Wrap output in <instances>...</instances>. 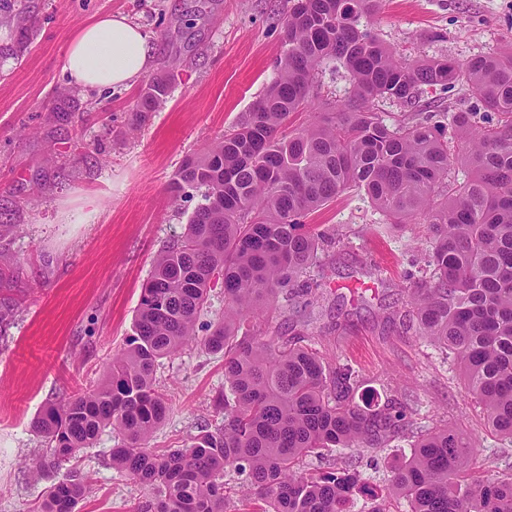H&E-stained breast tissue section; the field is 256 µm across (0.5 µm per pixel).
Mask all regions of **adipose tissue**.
I'll use <instances>...</instances> for the list:
<instances>
[{
	"label": "adipose tissue",
	"mask_w": 512,
	"mask_h": 512,
	"mask_svg": "<svg viewBox=\"0 0 512 512\" xmlns=\"http://www.w3.org/2000/svg\"><path fill=\"white\" fill-rule=\"evenodd\" d=\"M154 50L151 36L127 16L103 15L71 40L62 70L88 90L127 88L147 73Z\"/></svg>",
	"instance_id": "1"
}]
</instances>
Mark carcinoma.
Masks as SVG:
<instances>
[{"label": "carcinoma", "instance_id": "cac0c4a2", "mask_svg": "<svg viewBox=\"0 0 512 512\" xmlns=\"http://www.w3.org/2000/svg\"><path fill=\"white\" fill-rule=\"evenodd\" d=\"M379 0H294L285 18L288 49L248 117L200 157L188 159L173 191L201 193L183 235L158 254L141 288L134 334L94 389L45 406L32 420L46 441L32 461L63 469L107 429L118 432L112 468L147 491L136 512H226L229 479L244 477L240 512H390L363 474L341 463L318 477L303 458L324 448H386L410 438V454L390 469V493L406 512H512V471L469 479L474 448L455 430L422 433L419 413L391 400H356L360 371L328 361L301 338L273 336L252 323L259 305L283 297L299 307L298 282L319 255L340 244L336 229L303 224L347 190L364 193L392 224H426V269L409 288L420 335L447 351L465 394L488 426L512 442V47L465 62L409 63L361 19ZM327 58L352 78V103L305 127L288 119L320 103L318 69ZM470 85L490 115L483 124L455 112L457 149L422 122L388 125L375 111L387 97L427 109V89ZM155 77L139 111L167 94ZM470 177L460 182L455 165ZM224 313L196 339L215 288ZM224 356L229 394L215 400L221 421L190 445L159 453L147 446L166 418L160 360L195 342ZM88 484L75 468L45 492L41 512H77Z\"/></svg>", "mask_w": 512, "mask_h": 512}]
</instances>
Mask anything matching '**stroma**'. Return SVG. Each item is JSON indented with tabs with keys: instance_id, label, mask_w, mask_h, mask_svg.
I'll return each instance as SVG.
<instances>
[{
	"instance_id": "1",
	"label": "stroma",
	"mask_w": 512,
	"mask_h": 512,
	"mask_svg": "<svg viewBox=\"0 0 512 512\" xmlns=\"http://www.w3.org/2000/svg\"><path fill=\"white\" fill-rule=\"evenodd\" d=\"M290 0H0V512H37L59 473L35 471L44 442L31 422L48 403L102 382L132 334L141 288L170 240L182 235L200 194L175 195L173 178L225 129L240 123L276 76L286 48ZM143 27L155 45L149 77L172 74L155 111L136 105L148 79L92 92L66 83L71 39L107 13ZM370 25L402 57L459 62L512 45V0H382ZM25 47H18V37ZM417 112L381 99L387 123L425 122L451 131L453 113L477 107L458 84L425 96ZM341 243L302 283L300 328L329 360L352 364L372 402L394 395L428 426L448 424L475 444L476 473L512 464V443L465 397L442 349L401 321L408 276L424 265L423 224L387 222L350 192L308 216ZM157 378L171 399L150 439L179 448L218 422L224 359L193 346L162 360ZM119 437L104 432L75 465L90 481L80 512H132L143 489L113 469ZM399 448L369 455L330 448L308 472L342 460L388 491Z\"/></svg>"
}]
</instances>
